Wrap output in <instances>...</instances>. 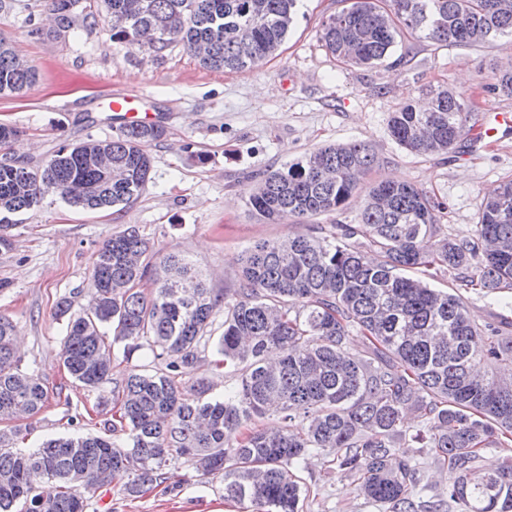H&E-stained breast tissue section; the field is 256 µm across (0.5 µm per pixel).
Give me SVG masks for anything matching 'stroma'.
<instances>
[{"label": "stroma", "instance_id": "stroma-1", "mask_svg": "<svg viewBox=\"0 0 512 512\" xmlns=\"http://www.w3.org/2000/svg\"><path fill=\"white\" fill-rule=\"evenodd\" d=\"M337 0H299L295 24L278 55L245 71L228 74L200 66L181 46L161 53L129 49L112 41L101 22L73 34L61 30L50 0H5L0 37L38 73L36 85L20 97H0V123L14 125L18 137L8 152L32 164L48 160L64 141L106 139L119 122L108 101L131 94L140 111L166 130L152 143V179L123 210L85 211L50 197L20 215L0 247V315L15 326L22 371L48 389L45 405L20 420L13 445L32 449L48 438L109 433L112 387L126 371L154 372L159 361L149 350L132 359L116 358L100 388L71 378L60 358L65 320L56 304L67 297L74 309L88 301V279L96 252L112 233L138 227L159 255L187 258L207 287H233L245 250L261 240L285 239L327 224H354L359 201L331 214L259 220L247 203L263 173L329 144L368 142L379 159L369 180L414 184L445 202L440 218L450 237L471 230L478 204L489 188L512 176V130L493 143L469 141L449 153L416 155L390 136V112L405 100L427 103L426 88L450 87L461 94L479 123L491 113H512V94H489L482 86L492 69L512 67V44L501 39L482 47L438 48L406 36L394 49L399 65L366 68L336 62L319 42L322 21ZM461 294L478 326L495 324L512 302V290L496 294L470 288ZM212 352L184 385L205 386V398L236 390L240 378L230 368L211 365ZM303 477L313 497L305 512H381L357 496L350 479L330 470L322 453L308 457ZM166 491L133 498L118 485L88 494L86 512H249L224 499L222 478L200 479L191 468L168 467Z\"/></svg>", "mask_w": 512, "mask_h": 512}]
</instances>
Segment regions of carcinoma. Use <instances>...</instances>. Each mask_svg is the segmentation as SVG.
Returning a JSON list of instances; mask_svg holds the SVG:
<instances>
[{
	"mask_svg": "<svg viewBox=\"0 0 512 512\" xmlns=\"http://www.w3.org/2000/svg\"><path fill=\"white\" fill-rule=\"evenodd\" d=\"M297 0H84L88 29L104 17L112 42L138 48L172 45L210 70L238 73L274 55L295 22ZM417 34L438 48L506 37L512 42V0H351L322 23L320 42L336 61L375 66L397 39ZM37 71L0 39V95H21ZM489 91L512 93V70L490 77ZM424 112L405 102L391 113L390 135L418 154L447 153L471 131V113L451 88L434 89ZM159 124H129L112 137L62 144L43 165L0 156V246L20 214L50 195L95 210L136 200L151 179L146 146L163 139ZM378 165L366 142L327 145L265 173L248 203L268 223L342 209L363 192L356 224L284 240L246 252L234 288L206 287L184 257L149 255L134 228L98 250L89 302L67 318L61 361L89 388L111 370L114 347L130 358L147 347L165 370L131 369L112 388L119 405L113 431L62 436L32 451L9 447L17 430L0 432V512H85V494L116 482L139 496L181 462L199 477L224 479V500L252 512H303L311 488L301 476L306 457L327 452L330 465L355 483L357 495L384 512H512V321L477 327L463 297L431 288L422 276L448 271L458 288L512 289V178L479 203L472 235L450 238L437 224L444 203L407 183L362 177ZM224 313V332L211 336ZM366 354L345 350L351 332ZM216 349L215 367L240 368V386L222 400L202 401L179 385L201 349ZM48 390L19 368L14 326L0 316V421L38 410ZM284 412L278 429H240L269 407ZM415 412L421 427L404 429ZM505 451L497 470L478 466L480 451ZM426 449L448 468V492L425 500L421 462L406 449ZM58 483L54 496L38 482Z\"/></svg>",
	"mask_w": 512,
	"mask_h": 512,
	"instance_id": "1",
	"label": "carcinoma"
}]
</instances>
